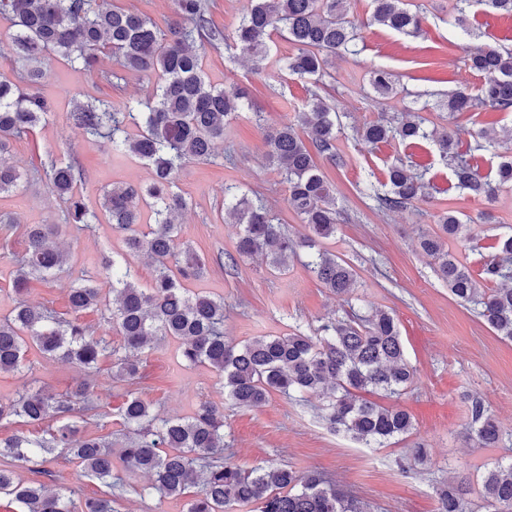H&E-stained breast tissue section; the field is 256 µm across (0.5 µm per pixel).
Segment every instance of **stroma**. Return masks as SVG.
Returning a JSON list of instances; mask_svg holds the SVG:
<instances>
[{
    "instance_id": "1",
    "label": "stroma",
    "mask_w": 512,
    "mask_h": 512,
    "mask_svg": "<svg viewBox=\"0 0 512 512\" xmlns=\"http://www.w3.org/2000/svg\"><path fill=\"white\" fill-rule=\"evenodd\" d=\"M423 18L422 32L412 37L379 26L364 27L363 51L333 59L327 79L329 102L342 117L345 130L337 147L345 164L320 167L335 185L341 207L335 238L327 250L350 261L357 272L352 294L359 307L383 309L396 320L416 379L404 394H372L377 403L406 410L415 424L413 433L388 441L382 448H366L330 430L322 419L319 398L295 400L275 393L263 405L242 408L225 398L219 377L210 367H188L179 358L180 341L158 339L143 355L141 376L134 384L118 380L102 361L94 384L108 423L87 418L86 433L108 435L113 448H122L127 432L119 416L126 391H134L162 416L185 418L203 402L224 414V442L232 463L244 469L287 466L300 473L318 471L359 500L376 504L379 512H438L439 490L448 480H477L500 460L512 459V342L495 336L467 306L457 301L432 269V260L420 251V234L436 229L435 216L445 209L471 219L470 237L449 242L448 248L471 269H479L491 253L495 239L512 230V190L502 191L492 205L474 200L457 188L452 171L435 145L407 146L397 141L367 150L354 131L383 112H402L413 100L429 101L426 116L435 127L459 128L463 144L472 143L484 127L496 129L501 139L512 138V110L483 112L476 119L453 116L436 109L437 100L460 85L476 88L479 76L466 71L468 47L494 45L512 48V17L470 14L466 25L454 20L455 0H408ZM294 46L276 39L271 56L276 64L254 73L250 61L233 44L205 48L203 69L212 85L226 90L244 89L251 104L224 133L214 155L195 160L182 170L178 190L187 206L179 217L182 241L205 262L206 274L192 282L224 299V339L242 345L257 336H283L295 331L318 336L324 325L341 316L345 304L329 293L294 258L285 272H272L261 260L229 264L238 229L226 215L224 190L239 187L260 193L291 236L305 226L288 208V187L266 158L264 135L292 120L302 109L312 81L290 74L284 67ZM381 66L398 76L396 96L380 98L370 86V70ZM153 77L122 73L117 85L107 84L77 66L51 64V74L40 93L56 105L45 122L10 147L13 164L27 171L30 183L21 193L0 194V212L17 217V224L0 229V314L8 313L17 296L12 287L14 254L26 248L27 227L55 224L59 240L69 253L63 270L52 282H32L25 299L68 313L67 295L72 281L88 271L99 272L105 260L122 261L121 236L107 221L93 232L68 225L65 205L42 180V165L53 157L73 164L81 174L78 192L92 210H100L106 191L125 183L147 184L151 170L145 164L114 153L106 143L88 141L73 122L74 100L119 101L143 98L152 90ZM404 160L424 170L428 197L408 208L378 209L363 189L371 175H383L387 166ZM489 211L490 221L480 220ZM29 368L21 373H0V403L13 399L31 383L63 394L81 378L67 362L49 360L37 350L27 355ZM480 397L507 438L498 447L481 448L466 441L468 399ZM424 447V463L414 462L412 450ZM128 492L115 504L116 512H186L187 497L144 494L147 475L128 476Z\"/></svg>"
}]
</instances>
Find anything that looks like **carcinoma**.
<instances>
[{
	"label": "carcinoma",
	"instance_id": "cac0c4a2",
	"mask_svg": "<svg viewBox=\"0 0 512 512\" xmlns=\"http://www.w3.org/2000/svg\"><path fill=\"white\" fill-rule=\"evenodd\" d=\"M486 12L512 15V0H455L458 21L473 6ZM0 16L11 21L12 32L3 46L26 71L23 85L0 80V192L23 187L24 176L9 161L10 143L32 131L54 111V105L37 91L48 77L47 68L63 58L84 70H99L101 58L123 69L157 79L146 101L125 99L117 104L94 100L77 102L73 117L87 135L103 138L112 149L149 162L151 182L145 186H114L104 197L107 222L123 236L129 254L145 255L154 264L149 287L140 286L130 263L112 271V297L101 295L96 277L81 274L68 293L74 314L64 319L47 307L18 302L0 318V373L25 367L28 349L45 358L74 363L87 378L108 358L123 379H133L140 354L154 348L159 336L182 340L179 357L189 366L210 365L224 385V393L240 407H258L275 392L288 395L316 393L327 399L323 418L338 432L369 448L414 429L410 415L393 406L361 399L359 391L398 395L413 384L399 327L384 310L364 315L356 312L331 321L325 335L256 336L239 348L224 342V299L192 292L185 282L200 278L206 265L195 256L182 257L180 228L175 214L186 201L177 180L191 160L211 158L224 130L244 108L245 93L210 85L196 45H217L227 36L210 26L203 0H173V19L160 27L151 18L112 4V0H0ZM421 17L405 0H372L369 19L351 17L348 0H247L233 39L251 57L254 70L264 69L274 33L279 31L296 47L288 69L314 77L296 122L284 123L266 134L269 161L288 184L287 204L305 224L307 234L298 239L288 231L260 198L242 197L228 214L242 226L236 243L237 260L263 257L282 271L288 259L308 249L306 266L333 295L350 297L357 273L342 258L322 248L335 236L340 209L332 185L320 172L316 158L344 165L338 152L341 128L338 117L318 92L332 58L345 52L356 55L361 29L373 25L414 35ZM464 66L483 76L476 94L461 87L444 101L452 113L512 110V51L474 47L465 51ZM374 91L386 97L395 92L393 74L383 68L371 72ZM427 119L416 112L383 115L357 131L370 147L397 140L413 144L434 141L448 161L457 185L473 197L492 204L500 189L512 186V156L504 154L494 176H483L459 152V133L427 130ZM80 173L71 165L52 160L44 169V183L66 204L69 223L91 232L98 221L76 194ZM389 189L383 193L370 185V197L381 209L399 211L427 195V185L412 166L399 160L386 169ZM153 222L142 224L143 210ZM440 232L424 233L420 250L435 259L434 272L451 294L473 307L485 324L503 340L512 341V288H489L492 282L512 280V234L497 238L495 253L473 272L448 250V240L466 237L468 225L451 211L437 215ZM52 224L27 230L25 254L16 260L14 291L22 295L31 280H50L65 262L55 245ZM94 310L106 326L115 329L122 344L112 346L106 337L95 338L78 322L77 315ZM467 439L494 448L502 432L482 400L469 403ZM99 417L97 397L86 381L66 394L29 388L7 404L0 403V426L21 421L47 425L44 434L31 438L14 434L0 438V496L11 497L18 512H114L112 503L126 492L125 476L146 473L151 489L182 496L192 487L199 491L187 503V512H226L232 505L249 506V512H370V506L341 490L322 474H300L290 468L245 471L224 458V420L217 407L204 402L186 418H162L150 404L129 392L120 408L122 425L133 437L114 462L112 442L84 434V416ZM62 452L98 481L105 490L79 501L62 477L47 468ZM59 483L54 491L43 482H23L15 464ZM479 495L488 512H512V459L496 463L480 479ZM469 481L451 480L440 490V512H469Z\"/></svg>",
	"mask_w": 512,
	"mask_h": 512
}]
</instances>
